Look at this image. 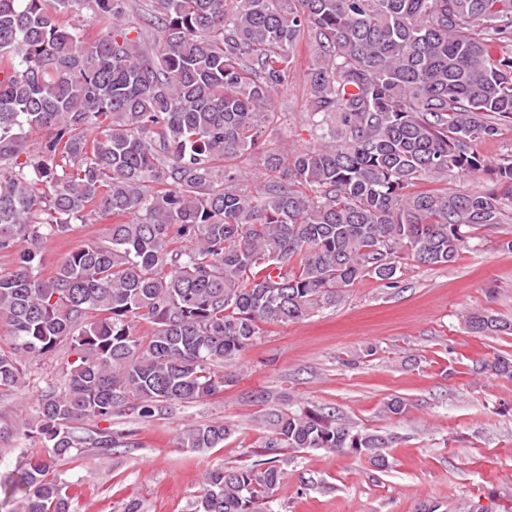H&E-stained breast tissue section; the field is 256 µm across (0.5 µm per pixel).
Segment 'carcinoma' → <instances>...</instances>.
Listing matches in <instances>:
<instances>
[{
  "mask_svg": "<svg viewBox=\"0 0 512 512\" xmlns=\"http://www.w3.org/2000/svg\"><path fill=\"white\" fill-rule=\"evenodd\" d=\"M97 29L87 39L86 28ZM314 43L309 119L321 144L267 147L291 51ZM512 125V0H0V392L66 344L14 490L26 512H73L54 471L74 450L130 448L112 414L161 419L224 388V360L262 323L303 320L402 264L447 265L512 221L505 191L451 187ZM33 133L44 134L36 142ZM261 160L252 187L238 160ZM112 218L108 236L41 274L44 247ZM150 324L139 334L141 322ZM481 336L512 323L465 317ZM478 375L512 379V360ZM107 426L101 427L99 423ZM265 451L322 448L387 466L392 437L324 408L268 413ZM194 424L178 447H224ZM278 471L206 474L194 512H260Z\"/></svg>",
  "mask_w": 512,
  "mask_h": 512,
  "instance_id": "carcinoma-1",
  "label": "carcinoma"
}]
</instances>
